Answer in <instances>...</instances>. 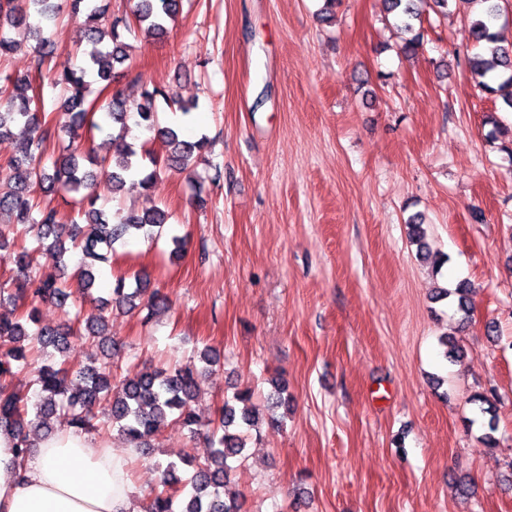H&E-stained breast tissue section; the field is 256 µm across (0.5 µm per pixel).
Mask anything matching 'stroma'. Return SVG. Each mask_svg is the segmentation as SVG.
<instances>
[{
  "instance_id": "stroma-1",
  "label": "stroma",
  "mask_w": 512,
  "mask_h": 512,
  "mask_svg": "<svg viewBox=\"0 0 512 512\" xmlns=\"http://www.w3.org/2000/svg\"><path fill=\"white\" fill-rule=\"evenodd\" d=\"M323 3L182 0L166 38L133 40L116 90L198 100L186 117L158 102L160 120L214 144L196 179L169 170L107 204L172 215L164 237L116 246L103 267L100 297L133 267L171 304L146 327L111 316L113 368L215 350L205 417L246 387L263 404L269 379L287 380V418L249 440L229 487L242 512H512V161L487 142L488 116L507 107L466 64L467 8L426 13L407 59L382 0H339L332 25ZM414 214L448 258L440 274L408 240ZM173 234L189 238L177 261ZM462 280L473 316L460 333L455 303L433 295ZM449 334L463 349L452 361ZM489 391L494 449L472 402ZM184 448L208 455L170 424L135 458L136 512Z\"/></svg>"
}]
</instances>
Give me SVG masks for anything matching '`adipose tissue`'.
Masks as SVG:
<instances>
[{
  "label": "adipose tissue",
  "mask_w": 512,
  "mask_h": 512,
  "mask_svg": "<svg viewBox=\"0 0 512 512\" xmlns=\"http://www.w3.org/2000/svg\"><path fill=\"white\" fill-rule=\"evenodd\" d=\"M128 466L111 446L62 426L20 467L0 432V512H132Z\"/></svg>",
  "instance_id": "1"
}]
</instances>
